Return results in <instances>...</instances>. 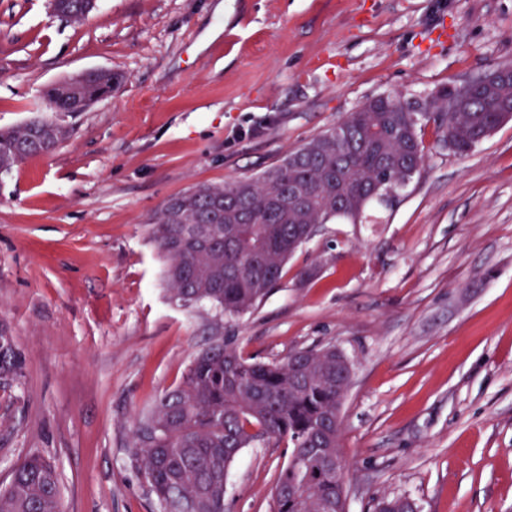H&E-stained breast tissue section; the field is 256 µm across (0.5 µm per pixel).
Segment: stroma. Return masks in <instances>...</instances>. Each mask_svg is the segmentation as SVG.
I'll list each match as a JSON object with an SVG mask.
<instances>
[{"label": "stroma", "instance_id": "1", "mask_svg": "<svg viewBox=\"0 0 512 512\" xmlns=\"http://www.w3.org/2000/svg\"><path fill=\"white\" fill-rule=\"evenodd\" d=\"M512 68V0H0V129L40 116L68 139L0 174V321L23 361L0 387V487L39 453L64 512H157L131 423L212 340L279 360L335 344L348 512L407 495L422 512H512V121L468 155L423 129L392 206L325 224L251 314L173 303L146 232L198 184L250 178L368 98L424 103ZM125 76L82 112L54 82ZM319 266L301 281L299 273ZM284 444L244 449L226 512H275ZM93 0H52L53 10L60 16L72 21L81 22L94 8Z\"/></svg>", "mask_w": 512, "mask_h": 512}]
</instances>
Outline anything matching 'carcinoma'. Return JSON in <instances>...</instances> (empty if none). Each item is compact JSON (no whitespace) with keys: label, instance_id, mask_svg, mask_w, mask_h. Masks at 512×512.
Returning a JSON list of instances; mask_svg holds the SVG:
<instances>
[{"label":"carcinoma","instance_id":"cac0c4a2","mask_svg":"<svg viewBox=\"0 0 512 512\" xmlns=\"http://www.w3.org/2000/svg\"><path fill=\"white\" fill-rule=\"evenodd\" d=\"M51 5L78 23L93 9L92 0ZM121 82L110 70L87 72L51 85L45 98L74 112ZM507 103L512 82L492 96H472L437 124L440 141L456 154L468 153L504 123ZM427 116L405 111L399 96L374 97L255 178L196 185L176 196L186 223H173L166 204L149 225L171 300L229 318L254 311L282 278L288 259L312 238L310 226L359 224L372 204H389L420 172L426 158L420 118ZM67 136L65 127L46 119L38 136L26 125L0 130V173L53 152ZM293 187L306 190L309 203L276 206ZM215 199L224 202L216 223H195ZM351 369L333 344L266 362L244 358L230 336L214 342L193 359L177 387L136 419L129 461L146 479L158 512H224L230 465L242 449L274 439L286 443L295 461L273 488L276 512H346L342 484L319 461L341 453L336 410ZM20 373L13 337L0 324V384ZM417 507L410 497L382 496L375 512ZM0 512H61L54 465L32 455L16 468L10 486L0 489Z\"/></svg>","mask_w":512,"mask_h":512}]
</instances>
